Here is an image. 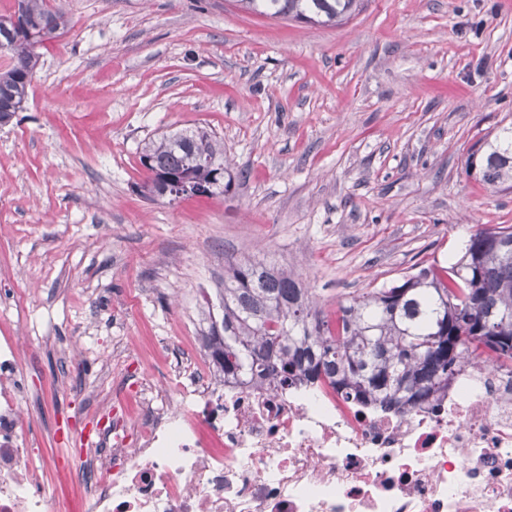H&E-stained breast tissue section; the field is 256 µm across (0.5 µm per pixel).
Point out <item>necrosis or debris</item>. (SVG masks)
Returning a JSON list of instances; mask_svg holds the SVG:
<instances>
[{
    "mask_svg": "<svg viewBox=\"0 0 512 512\" xmlns=\"http://www.w3.org/2000/svg\"><path fill=\"white\" fill-rule=\"evenodd\" d=\"M16 363L1 344L0 512H50L59 495L20 433ZM172 376L138 384L139 438L116 417L84 448L90 512H512V366L464 365L438 402L402 413L322 381Z\"/></svg>",
    "mask_w": 512,
    "mask_h": 512,
    "instance_id": "4bbe7bcc",
    "label": "necrosis or debris"
}]
</instances>
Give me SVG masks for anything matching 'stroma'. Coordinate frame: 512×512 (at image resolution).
Returning <instances> with one entry per match:
<instances>
[{"label": "stroma", "instance_id": "1", "mask_svg": "<svg viewBox=\"0 0 512 512\" xmlns=\"http://www.w3.org/2000/svg\"><path fill=\"white\" fill-rule=\"evenodd\" d=\"M21 111L0 125V341L20 351L36 462L135 409L180 344L210 359L229 263L294 271L326 314L512 225L469 154L512 124V0H365L334 26L234 0H49ZM205 126L230 193L148 198L144 139Z\"/></svg>", "mask_w": 512, "mask_h": 512}]
</instances>
